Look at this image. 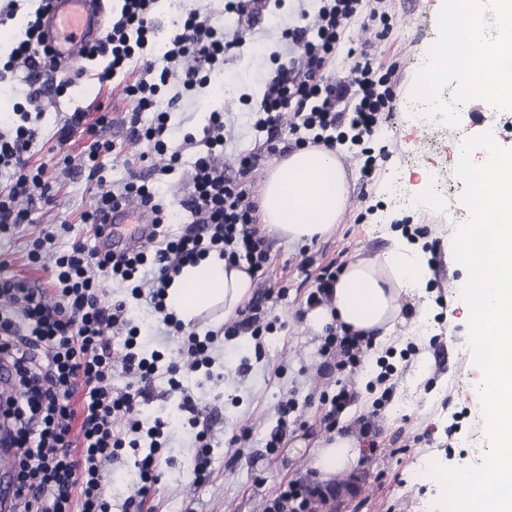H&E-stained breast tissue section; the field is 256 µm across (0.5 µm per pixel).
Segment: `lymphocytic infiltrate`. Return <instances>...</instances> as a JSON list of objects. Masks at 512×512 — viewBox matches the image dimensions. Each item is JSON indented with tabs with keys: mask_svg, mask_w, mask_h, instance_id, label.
Returning a JSON list of instances; mask_svg holds the SVG:
<instances>
[{
	"mask_svg": "<svg viewBox=\"0 0 512 512\" xmlns=\"http://www.w3.org/2000/svg\"><path fill=\"white\" fill-rule=\"evenodd\" d=\"M158 0H122L102 40L84 55L91 61L107 58V65L93 78L100 87L113 86L117 75L136 68L135 79L122 90L130 103L124 118L125 142L137 149L138 167L128 179L108 183L102 158L116 145L104 137L107 113L89 119L86 110L71 112L57 131L59 145L80 141L75 168L92 182L93 205L80 221L90 228L102 224L107 212L120 200H133L148 209L156 231L146 248L120 256L101 252L98 246L76 236L69 251L54 259L51 289L23 279L0 278V362L6 371L19 375L20 396L0 402V418L7 420L17 482L8 512H110L103 494L101 468L104 461H119L131 451L136 492L125 499L122 512H144L149 497L161 479L164 431L169 418L147 416L145 405L155 398L157 379H166L170 392L179 396L178 413L187 414L197 427L196 403L183 384L184 372L213 378L211 354L219 337L243 333L261 338L273 331L278 318L274 302L285 299L286 287L258 289L238 311L237 320L223 332H185L184 326L166 313L163 305L166 283L183 265L217 252L227 265H246L256 277L267 278L273 257L259 227L252 173L261 158L291 152L309 144L360 147L374 136L381 114L392 111L396 98L393 68L375 63L368 44L350 48V78L330 80L326 72L344 40L348 22L364 16L379 18L380 0H320L313 20L289 28L286 37L299 54L278 64L261 77L259 102L251 110L257 147L238 155L226 166L224 116L212 112L201 136L185 135L184 144L198 147L188 175L187 191L177 211H170L153 178L173 173L182 163L181 151L169 150L164 136L170 115L157 103L171 80L184 91L207 88L211 74L224 63V56L246 43L244 31L225 37L200 12H184L164 44L163 68L151 59L155 49L154 13ZM49 0H39L33 19L22 38L0 66V83L16 67L31 75L56 64L44 45L42 16ZM155 120L144 124L143 113ZM19 122L14 136L0 133V170L11 173L9 184H0V232H15L32 223L33 201L52 205L53 183L46 164H32L30 150L38 130L31 114L16 108ZM161 163H154V156ZM184 223L176 237L164 229L171 216ZM300 268L313 287L306 295L307 307L328 301L340 275L342 262L332 260L314 266L303 259ZM130 286L133 299L149 300L161 313L166 326L185 333L189 360L186 365L164 362L159 351H147L139 343L140 330L127 317L126 302L106 303L92 276L93 270ZM371 343L363 337L327 327L320 348L323 368L351 377L361 367ZM128 378L124 389L115 391L110 382L115 372ZM351 395L347 387L336 393L320 392L280 400L278 420L266 438L269 453H276L291 426L297 425L300 406L316 408L325 432L338 427ZM78 442H71V435ZM336 499V489L314 480L289 479L267 499L264 512H322Z\"/></svg>",
	"mask_w": 512,
	"mask_h": 512,
	"instance_id": "lymphocytic-infiltrate-1",
	"label": "lymphocytic infiltrate"
}]
</instances>
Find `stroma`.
Returning <instances> with one entry per match:
<instances>
[{
  "label": "stroma",
  "instance_id": "1",
  "mask_svg": "<svg viewBox=\"0 0 512 512\" xmlns=\"http://www.w3.org/2000/svg\"><path fill=\"white\" fill-rule=\"evenodd\" d=\"M435 5L436 0H383L382 9L394 21L391 35L383 40L377 39L374 30L363 28L361 20L349 23L346 35L352 46L372 43L380 62L399 65L400 87L395 106L372 143L373 148H386L388 157L379 162L372 181L364 184L360 181L363 156L342 152L351 205L331 235L306 244H291L271 236V279L288 289L287 300L277 306L280 321L276 330L264 336L263 350H256L254 340L247 335L217 342L213 355L223 368L222 377L204 380L196 374L189 378L199 422L211 426L217 441L211 474L204 483L194 481L192 463L199 446L195 429L181 426L171 430L166 443L170 461L157 486L156 512H263L266 498L282 481L310 478L307 454L293 453L292 447L295 442L311 443L323 436L313 409L304 410L305 427L288 432L276 454L267 453L264 441L266 432L277 422L276 405L283 397L293 393L302 399L311 393L337 390L334 376L320 370L321 333L295 316L313 286L299 265L307 257L321 264L339 257L347 260L356 255L374 256L390 246L391 235L405 229L414 231L415 242L431 254L432 278L427 293L433 315L424 329L405 323L396 328L387 347L366 353L362 368L351 382L355 399L343 414L341 424L358 429V416L367 413L375 398L367 384L379 371L377 359L386 350H404L419 336H427L429 342L423 347L428 354L427 372L418 371V357L396 360L395 395L376 421L382 439L401 435L409 450L394 457L376 453L345 474L334 512H433L441 489L436 482L423 478L425 463H476L468 440L484 433L480 426L481 402L471 392L478 373L469 362L468 316L455 303L456 288L465 269L452 251L455 226L466 218L465 212L455 206L464 185L451 168L447 129L437 123L410 122L414 99L409 89L421 66L424 49L436 37ZM318 7L317 0H285L274 15L252 21L249 44L227 55L223 70L213 74L210 87L185 93L175 106L168 134L170 147H183L185 134L201 135L210 113L217 110L223 112L226 124L225 160L233 161L239 151L253 149L255 133L246 114V101L261 96L255 73L288 60L285 30L297 24L301 12L313 13ZM40 81L52 88L62 83L68 86L64 95L52 92L40 99L42 117L36 123L38 136L32 148L34 161L46 163L56 180L54 205L39 212L36 223L21 233L0 237V258L9 262L8 267L0 268V277L44 283L49 279L46 265L52 264L54 253L70 248L74 236L58 232L53 249L45 253L40 268L27 263L30 240L45 225L64 220L78 224L80 213L91 204L86 179L72 178L58 170L59 156L51 151L56 143L54 134L75 108L92 103L108 106L112 124L106 136L118 148L104 157V174L108 181L121 182L127 176L130 159L127 149L121 146L129 102L120 91L100 89L89 77L74 79L61 70L42 72ZM422 167L430 168L434 190L447 196L448 209L431 210L406 202L405 191L418 184V170ZM375 224L380 227L376 233L371 230ZM95 280L106 301H129L135 321L152 323V349L163 353L166 359L186 362L181 337L162 324L160 314L152 312L146 302L132 300L129 288L112 282L103 272H96ZM246 357L251 360V370L242 375L237 367ZM245 427L251 428L252 434L241 451V459L236 461L227 440Z\"/></svg>",
  "mask_w": 512,
  "mask_h": 512
}]
</instances>
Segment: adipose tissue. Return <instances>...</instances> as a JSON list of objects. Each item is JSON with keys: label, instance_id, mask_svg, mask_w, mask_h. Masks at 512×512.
<instances>
[{"label": "adipose tissue", "instance_id": "obj_1", "mask_svg": "<svg viewBox=\"0 0 512 512\" xmlns=\"http://www.w3.org/2000/svg\"><path fill=\"white\" fill-rule=\"evenodd\" d=\"M350 204L345 169L335 151L308 146L275 158L260 183L259 210L264 227L291 242L306 243L332 232ZM431 278L426 257L406 240H394L371 258L356 256L344 266L330 303L312 308L309 325L323 330L337 323L350 332L386 340L405 320L408 300L421 297ZM255 289L253 276L227 267L218 254L184 266L166 290L165 307L184 324L214 308L232 318ZM319 481L358 467L363 448L357 435L345 431L317 440L311 451Z\"/></svg>", "mask_w": 512, "mask_h": 512}]
</instances>
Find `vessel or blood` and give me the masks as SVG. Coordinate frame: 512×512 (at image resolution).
<instances>
[{
    "instance_id": "obj_1",
    "label": "vessel or blood",
    "mask_w": 512,
    "mask_h": 512,
    "mask_svg": "<svg viewBox=\"0 0 512 512\" xmlns=\"http://www.w3.org/2000/svg\"><path fill=\"white\" fill-rule=\"evenodd\" d=\"M107 14V0H50L44 18L48 45L60 67L72 69L80 65L84 53L102 36ZM151 218L133 202L114 208L109 224L98 239L100 250H132L149 242Z\"/></svg>"
}]
</instances>
